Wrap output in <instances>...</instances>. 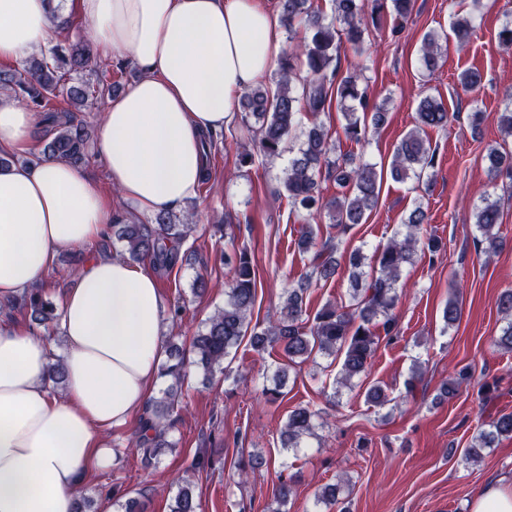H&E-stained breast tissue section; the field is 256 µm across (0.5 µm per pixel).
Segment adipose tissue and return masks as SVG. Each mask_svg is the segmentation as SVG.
I'll return each instance as SVG.
<instances>
[{"mask_svg": "<svg viewBox=\"0 0 512 512\" xmlns=\"http://www.w3.org/2000/svg\"><path fill=\"white\" fill-rule=\"evenodd\" d=\"M102 55L122 52L141 71L109 101L95 152L100 185L36 153L43 127L0 94V303L45 282L57 254L105 237L111 190L155 214L198 197L207 133L237 120L241 93L286 50L278 14L260 0H74ZM54 0H0V61L55 42ZM160 283L119 256L85 261L62 292L66 390L49 379L52 348L0 321V512H75L89 471L107 470L100 434L146 409L162 357ZM469 512H512V475L485 483Z\"/></svg>", "mask_w": 512, "mask_h": 512, "instance_id": "obj_1", "label": "adipose tissue"}]
</instances>
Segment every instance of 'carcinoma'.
Listing matches in <instances>:
<instances>
[{
	"instance_id": "carcinoma-1",
	"label": "carcinoma",
	"mask_w": 512,
	"mask_h": 512,
	"mask_svg": "<svg viewBox=\"0 0 512 512\" xmlns=\"http://www.w3.org/2000/svg\"><path fill=\"white\" fill-rule=\"evenodd\" d=\"M332 2V14L327 16L314 0H280L281 20L291 42L288 53L278 59L280 79L275 88L257 86L242 99L244 119L254 120L257 128L254 151L239 155V164L249 166L257 157L272 161L285 152L289 154L288 164L281 170V181L288 202L302 213L298 248L313 252L311 271L288 288L279 311L267 315V326L252 327L248 317L257 288L253 256L245 247L221 255L234 271L225 292L224 307L208 317L203 328L193 336L189 351H184L173 339L167 343L160 377L172 384L151 404L148 431L130 440L146 465L170 447L167 435L175 422L177 384L193 368L208 378L218 371L225 372V358L246 337L253 350L280 351L293 364L308 359L315 351L340 356L342 365L335 384L340 388L351 386L354 379L367 372L380 342L389 343L397 338L393 310L399 298L403 269L418 258L432 264L445 251L440 238L422 233L428 215L418 204L402 221L404 232L393 236L373 254L371 272L363 270L366 257L361 250L350 253L349 300L328 303L312 321L304 319L305 296L313 277L328 279L336 274L339 243L355 225L366 222L368 213L377 204L384 175L375 165L361 159L333 156L335 146L329 142L322 114L333 107L339 109L345 119V139L357 144L366 141L368 131L378 130L385 121L383 108L369 102L362 87V73L340 74L341 50L347 45L355 51L361 50L365 34L378 25V14L384 3H390L398 26L407 20L413 4V0H374L375 6L367 15L362 0ZM452 32L457 47L464 49L471 36L470 19H456ZM440 58V35L430 32L420 49L421 65L432 71ZM92 64L88 44L80 41L67 53L56 46L21 69L0 68V89L14 91L17 101L39 113L45 123L42 154L75 166L86 160L89 136L74 109L101 103L115 89L112 70H93ZM302 113L312 116L313 121L303 133V139L295 144L294 130ZM416 116V125L396 144L389 162V176L398 183L410 179L432 181L436 149L432 148L427 130L445 129L450 119L443 101L430 94L419 99ZM487 159L491 181L502 175L512 180V152L491 149ZM321 178L336 183L340 194L324 199ZM323 213L336 228V237L319 241L313 222ZM474 218L480 251L486 255L497 252L502 243L500 199L485 195L474 206ZM192 230L193 225L187 222L175 223L168 211L154 214L145 222L118 218L112 225L113 234L124 243L128 259H148L153 265L165 268L178 261L175 247ZM18 305L29 311L32 322L38 325L48 326L58 320L56 305L39 289L26 292ZM497 308L505 322L497 345L509 352L512 351V289L500 293ZM471 378L470 368L461 369L455 379L442 387L440 396H454L458 387ZM316 416L318 412L307 406L292 409L280 434L282 447L298 448L303 438L314 435ZM510 436L512 413L500 414L488 424V429L474 437L464 450L465 459L480 458L482 449L500 437ZM198 509L191 483L185 479L173 497L169 512H198Z\"/></svg>"
}]
</instances>
